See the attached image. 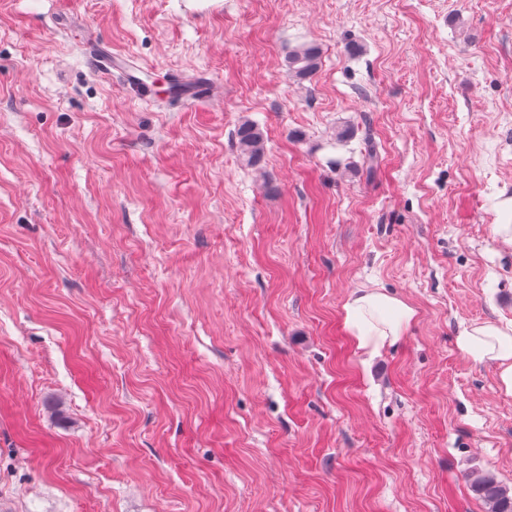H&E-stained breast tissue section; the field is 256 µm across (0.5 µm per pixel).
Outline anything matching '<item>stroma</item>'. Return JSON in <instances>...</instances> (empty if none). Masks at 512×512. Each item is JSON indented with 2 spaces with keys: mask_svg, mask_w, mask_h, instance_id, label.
Listing matches in <instances>:
<instances>
[{
  "mask_svg": "<svg viewBox=\"0 0 512 512\" xmlns=\"http://www.w3.org/2000/svg\"><path fill=\"white\" fill-rule=\"evenodd\" d=\"M506 194L512 0H0V512H487ZM360 288L417 310L371 359ZM321 53L315 44H303L288 57V68L299 79H311L318 71ZM237 148L240 156L251 167L261 164L264 157V135L253 123L244 122L236 131ZM457 345L474 361L494 362L499 390L512 396V319L474 324L461 333Z\"/></svg>",
  "mask_w": 512,
  "mask_h": 512,
  "instance_id": "35a3bbf8",
  "label": "stroma"
}]
</instances>
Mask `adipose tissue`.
Returning a JSON list of instances; mask_svg holds the SVG:
<instances>
[{
	"instance_id": "1",
	"label": "adipose tissue",
	"mask_w": 512,
	"mask_h": 512,
	"mask_svg": "<svg viewBox=\"0 0 512 512\" xmlns=\"http://www.w3.org/2000/svg\"><path fill=\"white\" fill-rule=\"evenodd\" d=\"M343 309L350 340L357 349L373 355L398 342L417 314L404 300L381 288L354 291ZM457 345L472 360L494 362L499 390L512 396V319L472 325L461 333Z\"/></svg>"
}]
</instances>
